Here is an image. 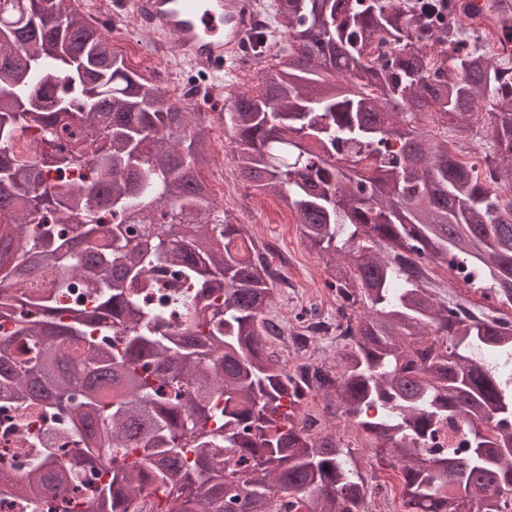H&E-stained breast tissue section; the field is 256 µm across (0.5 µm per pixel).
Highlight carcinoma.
<instances>
[{"mask_svg": "<svg viewBox=\"0 0 512 512\" xmlns=\"http://www.w3.org/2000/svg\"><path fill=\"white\" fill-rule=\"evenodd\" d=\"M74 2L0 0V403L59 412L74 443L24 477L1 470L0 498L75 512L74 476L93 468L91 512H365L350 448L299 421L314 389L383 443L407 512H458L462 493L504 512L512 323L426 275L467 268L512 304V68L457 38L465 7L276 0L288 60L224 108L240 178L332 263L345 350L308 382L267 351L278 275L200 177L202 113ZM485 107L482 167L416 127L433 112L466 129ZM81 161L91 179L50 182ZM76 284L89 306L61 303ZM457 419L460 454L435 445Z\"/></svg>", "mask_w": 512, "mask_h": 512, "instance_id": "carcinoma-1", "label": "carcinoma"}]
</instances>
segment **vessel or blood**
<instances>
[{
	"mask_svg": "<svg viewBox=\"0 0 512 512\" xmlns=\"http://www.w3.org/2000/svg\"><path fill=\"white\" fill-rule=\"evenodd\" d=\"M472 19L495 28L512 20V0H465ZM135 23L170 40L176 56L205 76L235 66L254 24L251 0H122Z\"/></svg>",
	"mask_w": 512,
	"mask_h": 512,
	"instance_id": "vessel-or-blood-1",
	"label": "vessel or blood"
}]
</instances>
